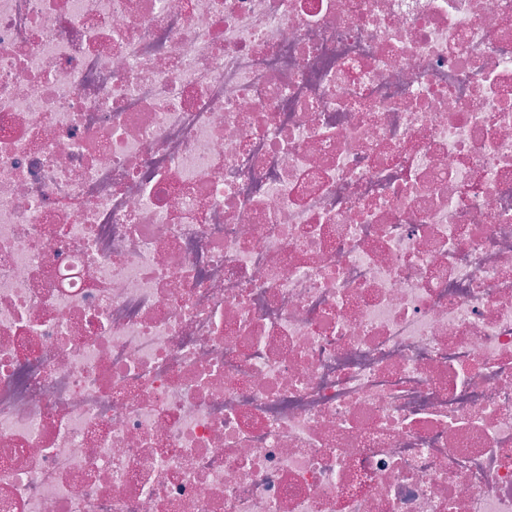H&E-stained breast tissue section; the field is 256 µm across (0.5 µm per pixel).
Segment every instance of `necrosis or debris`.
Returning a JSON list of instances; mask_svg holds the SVG:
<instances>
[{
	"mask_svg": "<svg viewBox=\"0 0 512 512\" xmlns=\"http://www.w3.org/2000/svg\"><path fill=\"white\" fill-rule=\"evenodd\" d=\"M0 512H512V0H0Z\"/></svg>",
	"mask_w": 512,
	"mask_h": 512,
	"instance_id": "necrosis-or-debris-1",
	"label": "necrosis or debris"
}]
</instances>
